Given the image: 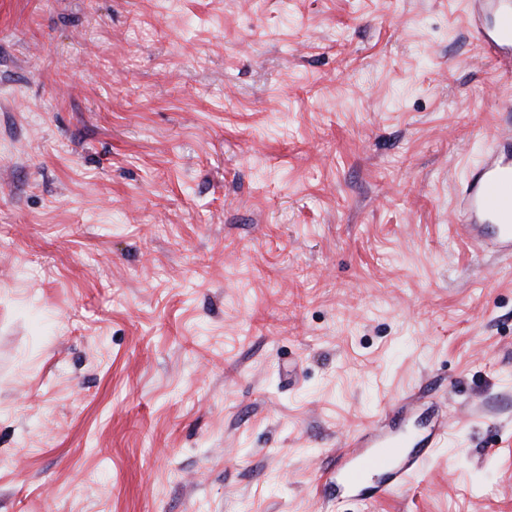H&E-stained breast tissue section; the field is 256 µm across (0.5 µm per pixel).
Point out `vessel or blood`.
I'll return each mask as SVG.
<instances>
[{"label": "vessel or blood", "mask_w": 512, "mask_h": 512, "mask_svg": "<svg viewBox=\"0 0 512 512\" xmlns=\"http://www.w3.org/2000/svg\"><path fill=\"white\" fill-rule=\"evenodd\" d=\"M468 20L485 55L512 75V0H468ZM458 229L476 250L512 256V111L497 113L489 144L457 195ZM444 425L408 433L402 422L388 432L353 435L331 473L337 490L377 498L401 486L445 434Z\"/></svg>", "instance_id": "b4317fda"}]
</instances>
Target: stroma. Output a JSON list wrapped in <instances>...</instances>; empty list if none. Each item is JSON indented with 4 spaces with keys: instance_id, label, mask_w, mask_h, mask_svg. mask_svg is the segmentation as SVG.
Wrapping results in <instances>:
<instances>
[{
    "instance_id": "obj_1",
    "label": "stroma",
    "mask_w": 512,
    "mask_h": 512,
    "mask_svg": "<svg viewBox=\"0 0 512 512\" xmlns=\"http://www.w3.org/2000/svg\"><path fill=\"white\" fill-rule=\"evenodd\" d=\"M464 0H0V512H512V78ZM448 430L325 503L348 435ZM512 110L498 112L489 144L457 195L461 235L477 251L512 256Z\"/></svg>"
}]
</instances>
